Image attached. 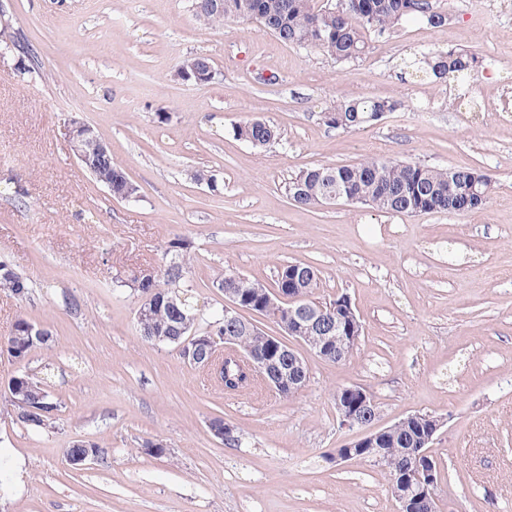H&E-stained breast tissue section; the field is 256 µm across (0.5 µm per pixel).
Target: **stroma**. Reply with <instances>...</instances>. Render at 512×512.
I'll use <instances>...</instances> for the list:
<instances>
[{"instance_id":"stroma-1","label":"stroma","mask_w":512,"mask_h":512,"mask_svg":"<svg viewBox=\"0 0 512 512\" xmlns=\"http://www.w3.org/2000/svg\"><path fill=\"white\" fill-rule=\"evenodd\" d=\"M431 3L445 25L365 33V54L339 63L255 22L200 25L191 0H0L37 66L20 76L17 54L0 53V261L29 287L0 290V339L19 315L52 334L25 361L0 354V462L26 470L0 512H398L367 461L326 460L353 437L334 400L350 385L377 403L379 426L444 418L432 447L440 512H512V0ZM432 49L477 53L476 80L416 74ZM199 55L216 78L181 80ZM345 96L402 106L342 131L323 114ZM73 117L96 127L138 198L112 197L79 165ZM255 117L278 132L263 148L234 134ZM367 157L478 168L495 184L464 215L290 201L299 170ZM202 169L216 188L197 182ZM179 236L192 243L199 319L224 303L213 282L225 265L269 286L282 265L307 264L317 298L350 297L353 356L333 363L300 343L302 392L228 395L209 369L143 338L141 297L123 281L162 265ZM20 373L58 402L52 427L14 422L7 386ZM217 417L237 446L213 435ZM75 441L103 459L71 466ZM148 441L164 453L145 454Z\"/></svg>"}]
</instances>
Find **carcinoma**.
I'll return each mask as SVG.
<instances>
[{
    "label": "carcinoma",
    "mask_w": 512,
    "mask_h": 512,
    "mask_svg": "<svg viewBox=\"0 0 512 512\" xmlns=\"http://www.w3.org/2000/svg\"><path fill=\"white\" fill-rule=\"evenodd\" d=\"M196 20L205 26L220 25L226 21H251L260 23L281 41L316 49L333 57L340 63L353 62L365 53L363 30H372L380 35L390 31L399 21L418 17L432 27L443 25L447 17L432 10L430 0H342L339 4L317 9L314 0H224V10L209 8L207 0H192ZM418 71L427 77L445 79H472L477 76L478 56L475 53L456 51H431L421 60ZM401 108V103L375 98H345L334 103L326 112L324 120L332 128L355 130L376 122L375 114L385 115ZM238 138L255 147H264L274 141L277 132L269 123L254 118L238 125ZM101 166L112 171V186L115 191H127L138 196V186L129 179L125 170L112 158ZM493 177L473 168L440 169L420 163L400 162L367 158L354 164L336 166H311L295 174L288 185L292 202L310 207L325 204L330 192L350 194L360 204L369 205L381 212L416 214L446 212L464 214L488 199L487 190L493 188ZM171 259L164 269L157 272L154 281L142 284L136 276L130 285L142 297L140 308L149 312L148 328L139 329L148 339L151 330L167 337L165 343L178 350L181 358L188 362L197 353L187 335L179 333L184 317L193 313L191 295L180 288L190 259L191 242L176 238L169 243ZM318 285L316 270L307 264H287L280 267L274 284L270 287L252 280L234 268H224V277L215 287L221 291L232 290L238 299L239 309L231 319L224 313L216 314L199 336L233 337L224 353L210 357L203 352L197 367L213 368L224 385V392L234 394L255 385V373L249 363L252 355H266L273 366L265 377L270 379L276 371L288 369V358L281 354L284 343L274 346L271 335L258 329L246 315L261 314L270 317L279 327L287 320L288 304L283 299L296 294L304 296V304L315 323L302 324L301 335L309 337L308 346L317 350L331 362L347 360L357 348V342L342 346L331 345L326 350L316 349L322 331L328 323L341 322L353 336H361L362 325L349 298L341 294L328 301H318L313 293ZM0 289L13 295L28 290V283L10 265L0 268ZM31 320L18 316L11 324L9 336L0 341V352L23 361L29 354L44 345L51 337L48 330L43 335L23 339ZM36 387L34 395L42 399L30 408L18 407L17 420L24 426L43 428L44 415L41 404L58 408V403L39 381L26 373L14 376L8 383L9 399L17 407L16 391L24 386ZM430 422L424 418L406 419L394 423L381 434L375 448H356L353 454L365 459L386 477L391 495H411L415 488V477L409 473L413 464L421 468L436 467L433 453H424L421 448Z\"/></svg>",
    "instance_id": "1"
}]
</instances>
